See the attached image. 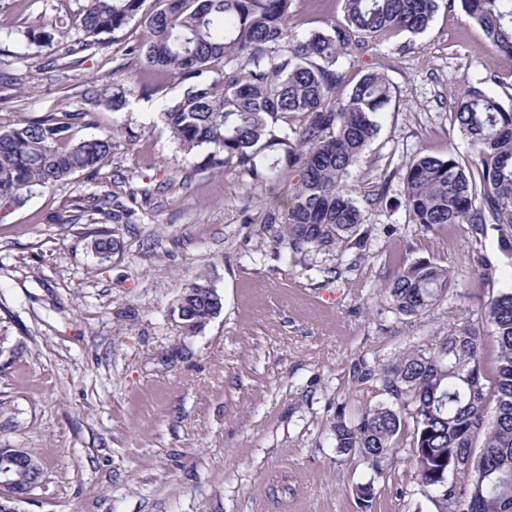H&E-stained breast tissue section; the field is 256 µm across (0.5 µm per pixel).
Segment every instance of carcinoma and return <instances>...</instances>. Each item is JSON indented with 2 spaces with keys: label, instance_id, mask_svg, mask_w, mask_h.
Instances as JSON below:
<instances>
[{
  "label": "carcinoma",
  "instance_id": "obj_1",
  "mask_svg": "<svg viewBox=\"0 0 512 512\" xmlns=\"http://www.w3.org/2000/svg\"><path fill=\"white\" fill-rule=\"evenodd\" d=\"M460 5L483 30L488 44L512 56V0H446ZM85 0L76 18L81 37L65 47L71 57L98 50L100 35L139 19L148 38L128 53L142 67L183 84L180 96L160 112L178 148L201 156L212 173L233 169L252 194L288 183L290 201L268 209L263 224L283 225L291 263L343 250L366 238L365 214L384 198V186L358 190L352 171L379 132L391 100L386 78L368 72L344 101L336 88L345 75L339 59L366 51L378 37L424 32L439 0H343V20L303 37L288 23L292 0ZM30 44L53 48L46 30H28ZM84 97L118 111L125 102L110 85H90ZM89 112H47L0 128V210L22 206L38 189L77 172L96 174L112 154V134L71 142L76 121ZM454 120L473 149L466 164L454 154L422 151L405 168L403 190L413 223L428 232L470 226L474 239L487 226L512 241V107L481 87L455 101ZM150 188L92 197L88 211L112 209V223L132 215L123 197ZM116 239L99 234L91 249L107 255ZM466 283L425 258L399 263L385 294L403 316L431 311L448 294L465 295ZM176 309L201 329L223 309L207 283H193ZM481 320L485 329L475 325ZM496 348L487 377L484 351ZM360 378L387 396L351 416L340 412L330 426L337 452L383 473L400 454L409 461L403 479L432 493L437 512H512V289L489 300L477 318L463 314L448 330L420 341L382 368L364 367ZM494 407H489V404ZM14 492L38 487L29 470L14 474ZM361 512H371L374 479L357 484Z\"/></svg>",
  "mask_w": 512,
  "mask_h": 512
}]
</instances>
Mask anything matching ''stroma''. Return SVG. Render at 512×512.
<instances>
[{
  "label": "stroma",
  "mask_w": 512,
  "mask_h": 512,
  "mask_svg": "<svg viewBox=\"0 0 512 512\" xmlns=\"http://www.w3.org/2000/svg\"><path fill=\"white\" fill-rule=\"evenodd\" d=\"M83 3L0 0V126L84 109L92 122L75 124L73 140L113 136L95 176L36 190L0 222V448L32 452L45 468L19 512H281L285 501L291 512H360L355 487L374 472L337 453L329 434L339 411L381 399L359 372L512 284V252L496 230L476 243L462 225L421 231L402 184L420 150L471 158L452 106L478 82L512 106V56L487 50L457 6L439 8L423 33L342 59L340 94L371 71L391 86L354 169L361 182L390 186L367 215V245L318 255L310 270L289 265L281 225L244 223L257 207L234 171L199 170V156L178 149L159 112L180 85L125 53L146 39L143 26L130 23L109 49L66 66ZM342 14L341 0H293L289 23L302 36ZM42 27L53 48L26 43L24 31ZM116 68L125 107L84 100L87 82ZM163 181L167 190L133 203L131 223L81 211L93 196ZM101 231L118 241L105 257L89 248ZM401 255L465 275L466 297L396 314L381 290ZM333 266L335 279L325 273ZM201 281L224 307L187 335L177 298ZM378 489L374 512H436L416 484Z\"/></svg>",
  "instance_id": "1"
}]
</instances>
